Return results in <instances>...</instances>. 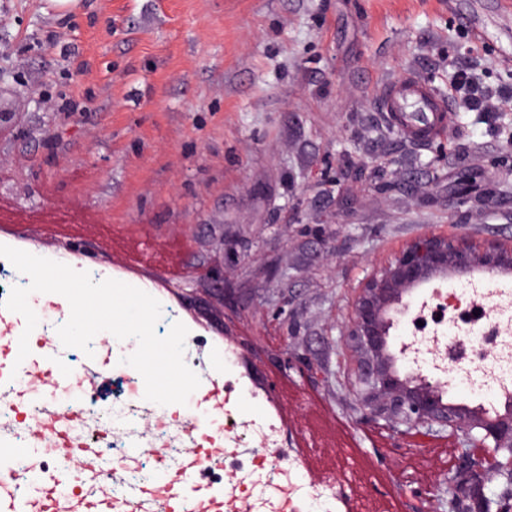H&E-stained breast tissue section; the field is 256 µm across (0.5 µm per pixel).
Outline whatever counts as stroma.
<instances>
[{
  "instance_id": "1",
  "label": "stroma",
  "mask_w": 512,
  "mask_h": 512,
  "mask_svg": "<svg viewBox=\"0 0 512 512\" xmlns=\"http://www.w3.org/2000/svg\"><path fill=\"white\" fill-rule=\"evenodd\" d=\"M0 0V240L63 251L88 270L167 284L174 320L246 349L276 386L316 480L353 512H448L446 431L394 445L355 424L342 325L364 279L438 233L512 244V112L458 109L429 146L393 132L381 85L416 72L447 93L466 69L512 89V10L500 0ZM478 10L491 40L472 41ZM238 232L236 252L220 243ZM224 261V294L201 273ZM288 273L303 322L287 365L261 306Z\"/></svg>"
}]
</instances>
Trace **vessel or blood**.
I'll list each match as a JSON object with an SVG mask.
<instances>
[{"label": "vessel or blood", "instance_id": "1", "mask_svg": "<svg viewBox=\"0 0 512 512\" xmlns=\"http://www.w3.org/2000/svg\"><path fill=\"white\" fill-rule=\"evenodd\" d=\"M378 106L387 121L409 143L424 146L440 138L453 117L450 102L415 73L386 82ZM25 327L23 317L0 306V391L11 397L21 386L39 379L54 391L91 394L103 369L112 363L111 350L95 352L79 364L68 363L63 348H37L19 358L16 336ZM52 362L46 375H38L40 364ZM187 366L200 379L192 394V412L182 420L188 447L178 464L160 460L149 484L132 488L126 499L112 500L107 489L92 496L72 491L75 478L97 484L103 468L94 449H87L79 473L63 468L40 469L43 453L41 432L55 426L51 400H44L33 424L35 438L28 450L31 468L18 473L14 444L0 435V512H310L314 501L337 505L346 512L349 497L334 481H314L305 456L280 447L287 434L279 405L266 383L256 381L249 371L239 370V354L231 343L212 345L208 353L186 356ZM261 424L271 445L258 455L260 469L292 472V479L276 484L268 500L245 499L241 480L224 481L217 474L226 460L236 457L238 445L225 437V424Z\"/></svg>", "mask_w": 512, "mask_h": 512}]
</instances>
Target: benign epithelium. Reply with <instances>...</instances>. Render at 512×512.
<instances>
[{
  "instance_id": "obj_1",
  "label": "benign epithelium",
  "mask_w": 512,
  "mask_h": 512,
  "mask_svg": "<svg viewBox=\"0 0 512 512\" xmlns=\"http://www.w3.org/2000/svg\"><path fill=\"white\" fill-rule=\"evenodd\" d=\"M478 270L511 272L512 246H476L461 236L439 234L411 240L359 288L342 336L358 355L350 383L358 419L382 421L401 435L435 427L451 431L463 451L448 473L449 512H512V401L502 412L448 403L444 383L427 380L421 370H400L390 341L394 323L411 313L416 288L467 282ZM288 306L286 300L271 315L285 340L301 329L299 315ZM492 479L498 480L499 491L491 499L483 488Z\"/></svg>"
}]
</instances>
